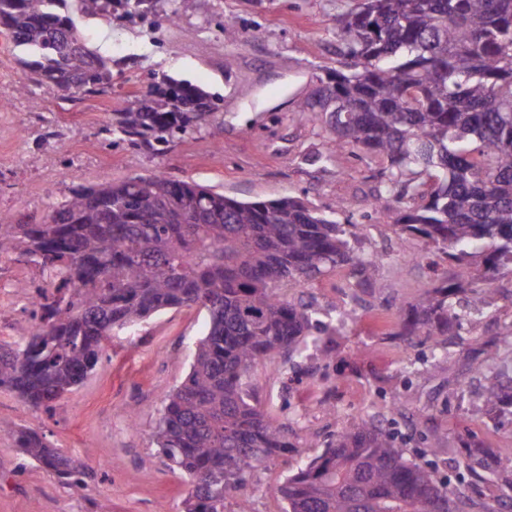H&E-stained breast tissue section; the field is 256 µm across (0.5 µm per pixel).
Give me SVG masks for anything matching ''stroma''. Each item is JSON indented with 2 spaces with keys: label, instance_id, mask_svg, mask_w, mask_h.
I'll list each match as a JSON object with an SVG mask.
<instances>
[{
  "label": "stroma",
  "instance_id": "obj_1",
  "mask_svg": "<svg viewBox=\"0 0 512 512\" xmlns=\"http://www.w3.org/2000/svg\"><path fill=\"white\" fill-rule=\"evenodd\" d=\"M356 3L194 0L181 12L176 0H159L144 22L78 17L89 46L114 62L112 86L67 100L27 84L21 52L0 28V212L38 224L70 186L155 172L240 201L298 197L327 215L347 202L339 220L355 224L351 244L376 260L377 272L369 287L356 286L341 266L282 289L288 300L320 310L333 352L328 360L313 349L295 358L279 352L255 365L254 398L286 426L294 447L251 470V512H285L278 489L286 477L321 455L338 432L365 422L398 431L407 458L430 465L441 480L454 476L470 448L512 468V412L487 415L478 398L483 380L463 367L486 338L512 326V268L501 269L482 315L449 338L447 366L435 367L431 341L401 336V321L454 262L375 211L386 161L348 146L327 153L321 122L299 106L335 67L336 18ZM164 76L219 99L220 143L197 133L160 153L108 145L103 122ZM22 84L23 95L16 91ZM61 161L71 170L65 182L55 171ZM345 312L349 320L340 321ZM206 331L207 315L195 308L114 329L95 370L49 412L0 389V420L39 432L89 474L88 492H77L54 472L24 465L2 433L0 512H180L190 485L166 466L151 433ZM435 435L442 438L437 447L430 444Z\"/></svg>",
  "mask_w": 512,
  "mask_h": 512
}]
</instances>
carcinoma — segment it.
Instances as JSON below:
<instances>
[{
  "instance_id": "cac0c4a2",
  "label": "carcinoma",
  "mask_w": 512,
  "mask_h": 512,
  "mask_svg": "<svg viewBox=\"0 0 512 512\" xmlns=\"http://www.w3.org/2000/svg\"><path fill=\"white\" fill-rule=\"evenodd\" d=\"M84 16L144 21L154 0H76ZM0 25L27 78L66 100L106 91L112 60L85 41L67 0H0ZM336 67L304 104L323 123L330 150L344 145L388 162L374 207L401 232L433 242L459 264L490 245L469 310L488 305L500 268L512 265V0H362L336 19ZM216 100L170 78L153 83L102 127L109 143L154 151L206 130L219 142ZM335 217L291 197L244 202L162 173L77 185L42 224L0 214V255L44 275L39 323L22 347L0 345V387L36 409L81 385L116 326L183 307L208 312L185 380L166 396L153 442L192 490L183 512H224L247 474L292 447L284 427L254 404L253 367L278 351L330 354L311 304L278 294L348 266L370 281L376 262L355 251ZM454 285L414 305L407 333L444 336L461 325ZM482 407L512 405V380L486 362ZM21 455L86 487L83 466L36 432L0 421ZM459 466L512 491V476L479 453ZM285 512H503L501 498L454 492L406 458L393 433L369 423L343 430L279 488Z\"/></svg>"
}]
</instances>
